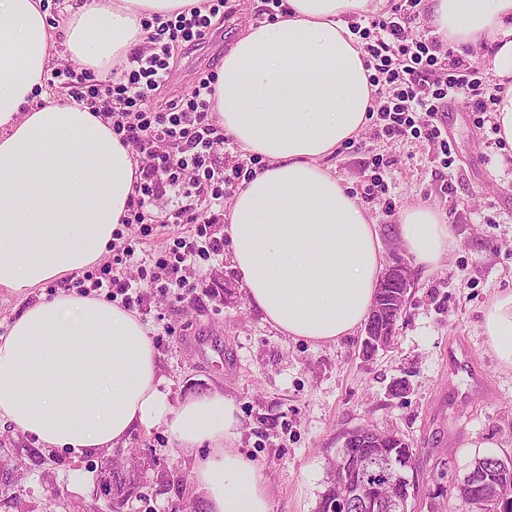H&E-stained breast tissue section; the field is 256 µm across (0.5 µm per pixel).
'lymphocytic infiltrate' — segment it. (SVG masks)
<instances>
[{"instance_id": "lymphocytic-infiltrate-1", "label": "lymphocytic infiltrate", "mask_w": 512, "mask_h": 512, "mask_svg": "<svg viewBox=\"0 0 512 512\" xmlns=\"http://www.w3.org/2000/svg\"><path fill=\"white\" fill-rule=\"evenodd\" d=\"M408 20L407 7L402 4L390 17L371 20L369 28L351 26L365 40L373 110L387 136L423 135L447 155L451 148L437 122L438 112L454 99L461 100L468 111L486 112L482 94L491 77L468 54L440 58L439 38L412 35ZM211 25L210 16L196 9L171 17L148 35L127 63L113 67L107 81L88 69L52 70L51 82L67 87L76 101L94 105L97 112L111 117L113 134L132 149L138 166L128 213L113 234L112 263L101 268L98 276L77 280V288L106 287L129 305L136 303L141 289L156 286L174 289L184 297L205 285L203 278L187 276L196 256L204 251L223 252V239L211 236L210 228L220 221L216 209L224 204V188L252 179L255 169L239 161L231 165L224 161L228 139L211 111L216 78L211 74L199 78L180 97L160 105L152 98L171 78L175 51L186 42L203 43ZM169 192L201 197L206 206L177 209L176 220L192 225V235L166 245L153 264L142 267L138 278H127L123 268L136 247L125 240L123 228L136 224L141 236H151L154 204Z\"/></svg>"}]
</instances>
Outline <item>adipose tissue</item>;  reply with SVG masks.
I'll list each match as a JSON object with an SVG mask.
<instances>
[{
	"label": "adipose tissue",
	"mask_w": 512,
	"mask_h": 512,
	"mask_svg": "<svg viewBox=\"0 0 512 512\" xmlns=\"http://www.w3.org/2000/svg\"><path fill=\"white\" fill-rule=\"evenodd\" d=\"M387 0H285L275 21L246 27L225 54L212 111L266 166L224 215L228 259L250 306L310 343L353 335L382 269L378 228L329 159L368 122L369 72L349 19ZM208 12L209 0H0V290L24 293L101 263L133 193L136 164L112 121L47 79L58 53L108 77L143 44L148 21ZM434 33L490 48L502 91L497 137L512 148V0H429ZM397 232L434 269L454 235L444 213L404 209ZM484 333L512 369V290L484 312ZM154 339L135 313L102 298L40 297L0 336V420L75 459L136 430L162 428L195 453L204 512H272L262 466L230 443L237 407L213 389L171 402Z\"/></svg>",
	"instance_id": "adipose-tissue-1"
}]
</instances>
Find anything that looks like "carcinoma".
I'll list each match as a JSON object with an SVG mask.
<instances>
[{"instance_id":"cac0c4a2","label":"carcinoma","mask_w":512,"mask_h":512,"mask_svg":"<svg viewBox=\"0 0 512 512\" xmlns=\"http://www.w3.org/2000/svg\"><path fill=\"white\" fill-rule=\"evenodd\" d=\"M413 458V448L393 433H379L368 448L346 443L329 468L328 485L319 499L316 512H407L413 484L408 481L386 487L384 483L386 475L413 463ZM343 469L350 487L363 488V499L342 507L337 501L333 475ZM470 471L483 475L494 490L487 493L473 483L468 488L457 487V496L468 507V512H498L499 504L495 497L512 499V469L502 468L498 457L486 455L477 458ZM99 477L112 498L102 506L86 505L82 507L83 512H123L131 489L139 483V475L134 472L123 474L102 466Z\"/></svg>"}]
</instances>
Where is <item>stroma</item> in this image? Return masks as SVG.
<instances>
[{"label":"stroma","mask_w":512,"mask_h":512,"mask_svg":"<svg viewBox=\"0 0 512 512\" xmlns=\"http://www.w3.org/2000/svg\"><path fill=\"white\" fill-rule=\"evenodd\" d=\"M264 0H236L235 15L202 46L183 49L171 82L158 91L170 99L201 75L217 73L243 28ZM453 161L444 164L426 138L386 136L377 119L341 145L330 163L375 219L383 263L408 259L398 235L406 207L428 202L448 216L455 244L440 267H412L414 285L396 326V339L371 359L361 356V334L325 344L284 336L249 306L226 253L197 258L195 273L208 285L183 301L171 290L145 288L132 312L149 327L159 370L171 398L222 390L238 409L233 446L263 466L272 512H316L329 466L345 432L359 427L397 433L414 451L417 489L409 512H461L455 492L475 458H512V370L500 366L483 328L493 297L512 290V161L490 127L473 112L456 113L448 127ZM383 184L364 187L374 174ZM187 198L159 202L162 223L138 240L135 258L147 261L186 227L166 222ZM465 337L490 386L488 398L448 405L455 382L445 366L448 340ZM406 382L405 396L391 388ZM142 469L125 512H177L201 506L191 480L192 453L162 429L137 430L126 442L73 460L42 451L34 439L0 424V512H77L96 503L101 460Z\"/></svg>","instance_id":"stroma-1"}]
</instances>
